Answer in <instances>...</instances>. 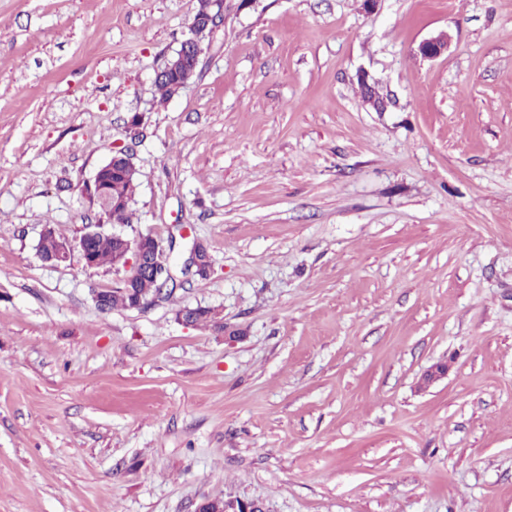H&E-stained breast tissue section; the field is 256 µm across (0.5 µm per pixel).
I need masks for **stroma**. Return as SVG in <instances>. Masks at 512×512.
<instances>
[{
    "instance_id": "35a3bbf8",
    "label": "stroma",
    "mask_w": 512,
    "mask_h": 512,
    "mask_svg": "<svg viewBox=\"0 0 512 512\" xmlns=\"http://www.w3.org/2000/svg\"><path fill=\"white\" fill-rule=\"evenodd\" d=\"M196 7L0 0V512H512V0H224L160 101ZM136 114L182 286L105 314L36 245ZM216 3L220 6L219 11L215 14L207 16H197L196 12L190 25V35L181 42L180 49L168 59L165 66L156 73V86L160 91L161 99L166 101L176 94L175 83L176 76L174 74L167 75L171 70L179 69L184 77L182 88L186 87L196 73L199 64L201 49L196 47V32L198 29H213L218 26L223 18V1L218 0ZM166 75V76H165ZM451 40L452 38L447 31H440L424 40L419 46V52L424 58H437L447 52ZM205 249L208 251L206 245L203 242L194 241L187 262L188 268L193 270L194 275H197L200 278L209 276L212 269L210 254L203 253ZM195 267H197V272H194Z\"/></svg>"
}]
</instances>
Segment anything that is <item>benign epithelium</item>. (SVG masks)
Segmentation results:
<instances>
[{
  "instance_id": "1",
  "label": "benign epithelium",
  "mask_w": 512,
  "mask_h": 512,
  "mask_svg": "<svg viewBox=\"0 0 512 512\" xmlns=\"http://www.w3.org/2000/svg\"><path fill=\"white\" fill-rule=\"evenodd\" d=\"M223 11L207 16H193L190 25V35L181 42L180 49L168 59L165 66L156 73L161 78L172 70H180L184 81L182 86H187L196 73L199 64L201 49L196 47V32L199 29H212L222 21ZM451 43V36L446 31L424 40L419 46L420 54L428 59H433L447 52ZM99 237H109L114 241L117 250L114 253L112 266H124L127 274L122 280L124 287L131 288L137 279L148 277L156 280L160 277H171L170 254L173 247H167L162 241L152 235L138 234L131 239L116 233L104 230L102 224H89L82 235L74 240L58 239L51 225L44 226L39 241L51 240L53 248L47 255L41 256L42 261L52 266H59L71 260L74 253L85 254L86 242ZM206 245L200 241L192 244L188 258V268L197 269L195 275L205 278L210 275L212 262L210 254L205 252Z\"/></svg>"
}]
</instances>
